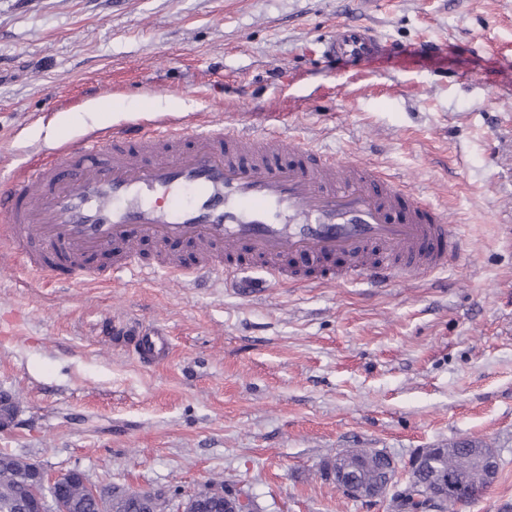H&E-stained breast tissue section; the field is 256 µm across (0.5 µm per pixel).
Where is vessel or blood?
Segmentation results:
<instances>
[{
    "label": "vessel or blood",
    "instance_id": "1",
    "mask_svg": "<svg viewBox=\"0 0 512 512\" xmlns=\"http://www.w3.org/2000/svg\"><path fill=\"white\" fill-rule=\"evenodd\" d=\"M368 29L346 24L328 58L368 61L394 53ZM159 246L154 259L138 248ZM190 246L196 260L165 252ZM120 251L113 273L193 279L238 271L247 257L281 280L332 286L387 283L447 268L459 242L444 210L381 166L328 154L275 129L235 121L187 128L166 118L87 134L0 186V266L77 281L90 258ZM166 337H141L143 361L164 359Z\"/></svg>",
    "mask_w": 512,
    "mask_h": 512
}]
</instances>
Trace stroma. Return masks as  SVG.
I'll return each instance as SVG.
<instances>
[{"instance_id":"35a3bbf8","label":"stroma","mask_w":512,"mask_h":512,"mask_svg":"<svg viewBox=\"0 0 512 512\" xmlns=\"http://www.w3.org/2000/svg\"><path fill=\"white\" fill-rule=\"evenodd\" d=\"M396 46L322 58L339 25ZM61 89L59 102L48 94ZM399 173L447 207V271L372 288L240 273L60 287L0 269V453L93 485L251 493L259 512H395L321 469L350 448L405 466L493 448L460 512H512V0H0V166L106 126L235 115ZM170 356L141 364L127 330Z\"/></svg>"}]
</instances>
